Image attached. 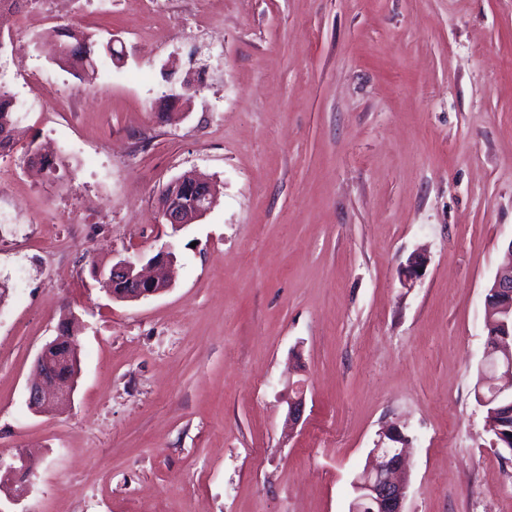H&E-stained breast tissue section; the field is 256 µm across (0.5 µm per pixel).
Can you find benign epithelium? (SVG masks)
I'll list each match as a JSON object with an SVG mask.
<instances>
[{"instance_id": "benign-epithelium-1", "label": "benign epithelium", "mask_w": 512, "mask_h": 512, "mask_svg": "<svg viewBox=\"0 0 512 512\" xmlns=\"http://www.w3.org/2000/svg\"><path fill=\"white\" fill-rule=\"evenodd\" d=\"M212 201L213 189L207 178H180L163 190L160 214L165 223L184 226L206 214ZM173 260L170 252H159L148 261L149 273L138 269L136 262L130 259L113 262L112 281H124L127 291L114 292L112 298L132 301L162 293L170 285ZM491 288L492 295L499 300L504 294L512 298V274L497 273ZM63 341L75 347L74 336L67 325L61 326L58 335L36 356L35 377L26 389L27 405L35 413L57 410L71 403L76 378H55L61 368L70 364L71 353L56 354L57 345ZM483 366L504 379L503 384L495 387L496 394H501L506 388L512 389V347L492 340L485 352ZM407 442L408 439L396 428L386 431L384 438L377 441L369 467L353 482L355 502L364 503L362 508L353 507V512H404Z\"/></svg>"}]
</instances>
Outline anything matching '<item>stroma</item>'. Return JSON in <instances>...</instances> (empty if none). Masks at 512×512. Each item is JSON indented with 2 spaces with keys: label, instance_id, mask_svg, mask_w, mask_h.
Returning a JSON list of instances; mask_svg holds the SVG:
<instances>
[{
  "label": "stroma",
  "instance_id": "obj_1",
  "mask_svg": "<svg viewBox=\"0 0 512 512\" xmlns=\"http://www.w3.org/2000/svg\"><path fill=\"white\" fill-rule=\"evenodd\" d=\"M154 2L69 0L123 48L84 80L32 9L20 37L0 17L23 106L0 156V461L32 464L16 504L0 470V512H350L392 424L405 512H512L474 393L512 241V0ZM189 76L201 92L172 103ZM192 171L214 206L163 223ZM163 249L159 295L116 301L91 274ZM70 312L78 387L34 413Z\"/></svg>",
  "mask_w": 512,
  "mask_h": 512
}]
</instances>
